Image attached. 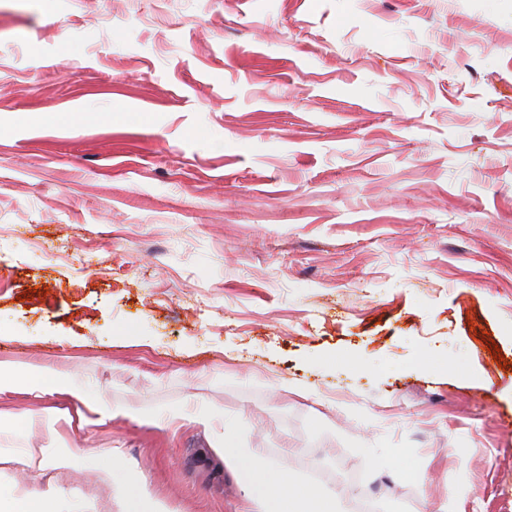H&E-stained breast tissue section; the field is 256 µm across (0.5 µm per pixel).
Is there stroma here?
<instances>
[{
  "instance_id": "35a3bbf8",
  "label": "stroma",
  "mask_w": 512,
  "mask_h": 512,
  "mask_svg": "<svg viewBox=\"0 0 512 512\" xmlns=\"http://www.w3.org/2000/svg\"><path fill=\"white\" fill-rule=\"evenodd\" d=\"M0 361V512H512V0H0ZM64 373L54 368L44 366L15 367L7 362H0V389L4 385L11 386L18 381H24L33 391H42L62 385ZM224 448V461L242 472L249 479L250 497L260 512H300L301 504L313 501L320 512H338L340 494H320L316 489L302 486L294 480L287 481L274 468H267L260 477L255 476V453L238 448L228 440ZM27 458L29 466L38 471H42L53 465L59 468H69L71 467L69 459L66 458H56L50 459L48 455L47 449L44 448H30L27 449Z\"/></svg>"
}]
</instances>
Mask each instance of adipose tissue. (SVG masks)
<instances>
[{"label": "adipose tissue", "mask_w": 512, "mask_h": 512, "mask_svg": "<svg viewBox=\"0 0 512 512\" xmlns=\"http://www.w3.org/2000/svg\"><path fill=\"white\" fill-rule=\"evenodd\" d=\"M61 371L44 366L16 367L0 362V387L22 381L31 390L41 391L60 386ZM224 460L245 474L249 480L250 497L258 506L259 512H299L303 503L315 502L319 512H337L339 497L335 494H322L316 489L302 486L294 480L285 479L274 468L266 469L263 475H256L255 454L247 448L237 447L234 441H227Z\"/></svg>", "instance_id": "obj_1"}]
</instances>
